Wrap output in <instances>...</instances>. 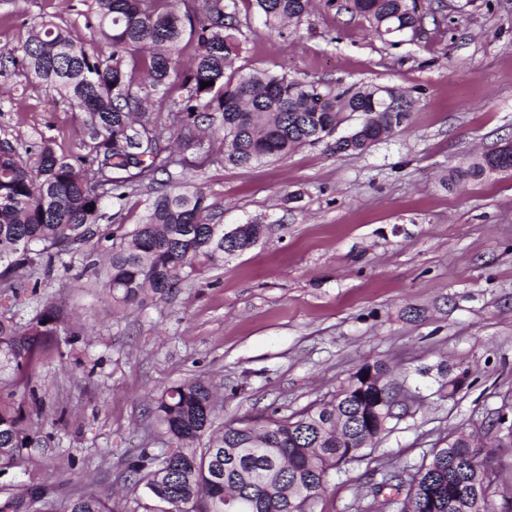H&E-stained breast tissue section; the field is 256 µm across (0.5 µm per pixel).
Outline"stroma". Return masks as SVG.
<instances>
[{
	"instance_id": "35a3bbf8",
	"label": "stroma",
	"mask_w": 512,
	"mask_h": 512,
	"mask_svg": "<svg viewBox=\"0 0 512 512\" xmlns=\"http://www.w3.org/2000/svg\"><path fill=\"white\" fill-rule=\"evenodd\" d=\"M87 10L86 0H0V50L41 19L93 42ZM419 10L417 34L393 41L325 0L278 34L239 0L241 63L306 84L401 89L415 101L411 121L361 155L304 145L249 168L165 129L223 223L257 220L266 235L175 294L124 308L83 274L103 259L96 244L63 256L37 293L0 291V315L21 327L61 305L71 340L36 352L26 377L39 404L0 371V403L22 404L42 442L0 475V500L38 486L48 512H68L94 490L120 512H145L142 489L125 481L139 446L169 445L151 396L211 382L218 432L231 419L300 411L378 361L402 382L408 413L334 474L313 512H390L373 492L380 469L419 465L453 431L483 436L491 499L512 501V174L443 181L512 139V0H419ZM84 121L21 67L0 66V140L29 164L45 141L89 154Z\"/></svg>"
}]
</instances>
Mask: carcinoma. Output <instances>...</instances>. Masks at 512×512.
Here are the masks:
<instances>
[{"label":"carcinoma","instance_id":"cac0c4a2","mask_svg":"<svg viewBox=\"0 0 512 512\" xmlns=\"http://www.w3.org/2000/svg\"><path fill=\"white\" fill-rule=\"evenodd\" d=\"M197 0H94L85 15L96 32L91 45L52 20L25 26L5 52L21 64L29 81L51 88L88 115L86 133L93 156L40 148L32 168L10 144L0 146V285L14 291L24 267L48 273L62 256L93 241L110 243L104 265L93 274L115 306L140 304L181 287L224 258L256 245L266 226L244 225L236 240L224 242L215 223L217 204L198 186L173 177L179 161L168 154L153 112L156 95L170 100L171 126L194 135L201 126L222 132L219 154L226 165L249 168L278 161L303 145L334 138L336 153L363 154L409 123L413 101L380 85L302 84L285 73L236 65L243 24L237 0H202L204 19L191 26L194 55L181 59L179 45ZM264 25L283 33L307 16L312 0H250ZM342 7L365 18L375 35L416 33L421 17L416 0H344ZM210 86L201 88V83ZM512 162L494 150L448 175V181L480 179L494 160ZM164 173L167 178L157 179ZM150 185L141 222L108 235L107 203L123 201ZM62 313L53 306L19 329L0 316V364L25 372L36 348L59 336ZM367 384L357 373L330 399L290 415L274 411L230 421L217 437L203 436L218 415L210 384L193 378L152 398L157 422L175 444L168 452L144 447L131 463L135 485L147 497L171 506L168 512H235L241 497L249 512H300L325 492L331 473L361 461L365 449L390 431L406 407L399 385L380 363ZM38 444L20 407L0 406V472L20 467ZM469 435L451 432L429 457L407 472H381L378 486L394 491L389 504L403 512L405 501L418 512H493V480L461 496L481 459ZM38 488L0 501V512H23L42 501ZM69 512H117L95 493L70 501Z\"/></svg>","mask_w":512,"mask_h":512}]
</instances>
